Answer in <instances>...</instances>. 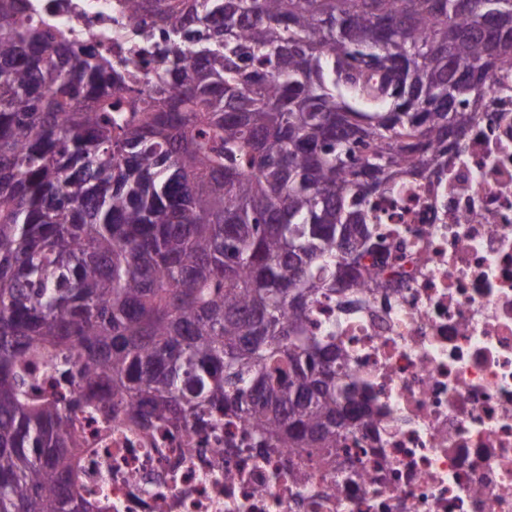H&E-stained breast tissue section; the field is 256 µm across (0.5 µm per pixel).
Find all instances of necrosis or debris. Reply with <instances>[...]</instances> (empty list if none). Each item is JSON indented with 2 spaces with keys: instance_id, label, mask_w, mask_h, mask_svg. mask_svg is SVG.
<instances>
[{
  "instance_id": "1",
  "label": "necrosis or debris",
  "mask_w": 512,
  "mask_h": 512,
  "mask_svg": "<svg viewBox=\"0 0 512 512\" xmlns=\"http://www.w3.org/2000/svg\"><path fill=\"white\" fill-rule=\"evenodd\" d=\"M119 0H26L101 55L156 62L122 38ZM383 285L310 311L335 334L336 368L362 397L332 468L304 482L288 451L253 447L242 421L219 433L182 423L159 436L76 416L81 478L112 512H512V97L468 129L442 181L378 202Z\"/></svg>"
}]
</instances>
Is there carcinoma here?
<instances>
[{
  "mask_svg": "<svg viewBox=\"0 0 512 512\" xmlns=\"http://www.w3.org/2000/svg\"><path fill=\"white\" fill-rule=\"evenodd\" d=\"M124 4L145 88L0 0V512H106L81 411L335 461L362 399L309 311L368 286L372 199L512 91V0Z\"/></svg>",
  "mask_w": 512,
  "mask_h": 512,
  "instance_id": "carcinoma-1",
  "label": "carcinoma"
}]
</instances>
